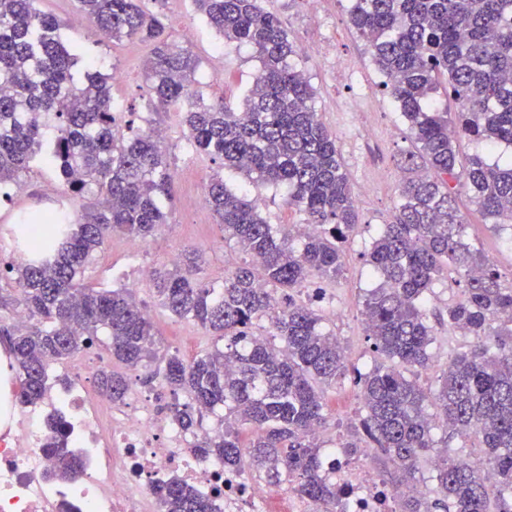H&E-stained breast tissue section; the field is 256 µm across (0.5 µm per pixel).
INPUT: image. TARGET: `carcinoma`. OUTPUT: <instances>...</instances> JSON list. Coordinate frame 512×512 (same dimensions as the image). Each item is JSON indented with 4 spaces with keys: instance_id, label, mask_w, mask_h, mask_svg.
<instances>
[{
    "instance_id": "cac0c4a2",
    "label": "carcinoma",
    "mask_w": 512,
    "mask_h": 512,
    "mask_svg": "<svg viewBox=\"0 0 512 512\" xmlns=\"http://www.w3.org/2000/svg\"><path fill=\"white\" fill-rule=\"evenodd\" d=\"M79 12L114 42L151 47L146 68L154 108L177 117L193 153L219 161L256 182L282 185L288 205L311 230L294 236L261 216L256 203L213 175L207 202L224 227V243L250 256L215 288L199 277L197 250L173 269L152 274L154 296L171 315L190 319L224 341L187 361L160 352L154 327L127 288H89L85 268L108 238L154 235L166 223L162 203L174 183L163 142L150 132L129 135L118 124L112 85L94 72L78 82V64L62 22L39 0H0V199L12 200L36 158L82 201L24 219L27 257L0 255V335L9 337L20 400H44L51 366L72 357L98 330L110 336L112 359L127 367L156 365L148 379L187 402L169 418L187 434L224 409L220 428L194 448L230 469L243 457L275 482L286 481L319 512H343L348 491L331 480L330 455L313 434L326 422L324 388L348 374L361 388L362 428L406 478L436 448L433 406L452 433L473 437L479 458L437 457L440 497H401L397 512H512V282L506 284L466 236L453 189H468L501 230L512 231V161L476 154L462 161L465 137L512 146V0H351L350 22L371 48L383 86L408 123L413 150L398 161L399 213L370 244L367 262L380 279L364 300L367 337L390 364L353 366L322 316L286 299L314 277L342 274L343 244L358 223L336 136L315 109V91L290 63L297 46L262 0H192L226 43L249 45L259 74L236 110L197 90L200 61L170 38L162 17L143 0H77ZM444 94L455 111L438 109ZM464 285L448 306V328L470 339L448 361L439 390H425L408 368L432 360L434 328L424 308L444 272ZM22 308L17 324L3 310ZM267 321L271 336L256 332ZM98 385L124 401L126 376L102 369ZM52 470L68 480L80 467L69 432L49 418ZM251 429L248 446L240 442ZM163 512H216L198 490L168 481L155 487Z\"/></svg>"
}]
</instances>
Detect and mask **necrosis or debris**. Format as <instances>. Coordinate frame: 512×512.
I'll use <instances>...</instances> for the list:
<instances>
[{"mask_svg":"<svg viewBox=\"0 0 512 512\" xmlns=\"http://www.w3.org/2000/svg\"><path fill=\"white\" fill-rule=\"evenodd\" d=\"M97 366L85 354L73 359L70 385L44 414L20 404L16 375L0 374V512H159L154 487L172 479L207 495L219 512H259V503L272 495L291 496V512H314L289 484L271 485L200 455L193 438L157 406L134 398L116 408L92 393L88 383ZM58 412L83 464L67 482L49 475L46 420ZM335 478L350 490L346 512H391L395 493L367 465L337 462Z\"/></svg>","mask_w":512,"mask_h":512,"instance_id":"necrosis-or-debris-1","label":"necrosis or debris"}]
</instances>
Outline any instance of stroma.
<instances>
[{"instance_id":"1","label":"stroma","mask_w":512,"mask_h":512,"mask_svg":"<svg viewBox=\"0 0 512 512\" xmlns=\"http://www.w3.org/2000/svg\"><path fill=\"white\" fill-rule=\"evenodd\" d=\"M39 6L65 22V35L83 66L105 75L115 70L126 72V82L112 88L114 106L122 124L146 128L151 113L143 62L150 52L149 45L137 40H97L90 24L78 23L76 0H40ZM265 6L278 13L289 39L297 45V65L315 89L314 103L322 121L336 137L359 215L345 244L342 275L333 281L310 280L295 292L294 298L321 311L328 329L346 347L352 363L370 365L376 356L365 337L362 313L365 294L375 281L365 253L382 225L393 223L398 214L400 172L396 158L411 146L408 126L371 62L368 45L349 22V0H320L315 9L307 0H266ZM146 7L160 12L171 38L187 42L199 58V90L204 98L222 96L228 103H240L259 67L250 50L223 45L215 31L200 19L192 0H148ZM336 61L343 63V71L333 69ZM165 125L170 130L166 146L172 164L188 168L189 176L175 183V201L167 222L154 236L134 243L118 234L96 254L86 272V280L93 287H123L142 269L169 265L171 253L182 251L188 244L201 252L205 280L217 285L222 284L227 269L241 258L238 250L225 246L224 233L205 202L204 187L217 171V163L185 150L175 118H166ZM224 181L232 191L257 202L270 223H303V214L287 206L284 190L253 183L245 175L229 171L225 172ZM455 200L466 220L468 240L482 249L503 281L512 280V236L492 230L468 190L457 189ZM461 296L460 286L443 278L427 298L426 309L436 340L429 368L418 373V381L425 389L438 388L449 345L460 348L467 343L466 337H450L443 319L449 304ZM137 297L151 313L161 348L176 351L189 360L217 344V337L195 322L176 318L159 306L151 282L143 283ZM325 412L328 425L322 438L328 447L334 448L341 459L366 460L378 479L394 485L398 474L390 462L375 452L363 455L361 449L349 445L360 432L363 418L360 392L350 379L327 389Z\"/></svg>"}]
</instances>
